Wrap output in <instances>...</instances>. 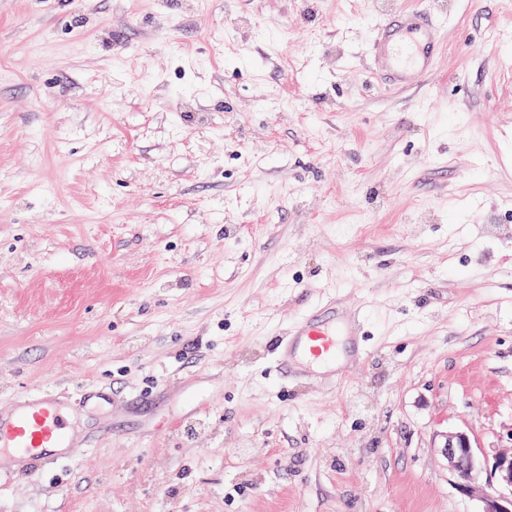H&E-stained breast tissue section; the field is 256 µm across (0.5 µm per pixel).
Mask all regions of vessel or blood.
<instances>
[{
  "label": "vessel or blood",
  "mask_w": 512,
  "mask_h": 512,
  "mask_svg": "<svg viewBox=\"0 0 512 512\" xmlns=\"http://www.w3.org/2000/svg\"><path fill=\"white\" fill-rule=\"evenodd\" d=\"M445 13L444 0H418L416 6L381 14L365 45L371 77L390 90L420 87L444 49ZM366 334L360 311L325 295L287 333L271 339L272 368L283 380L340 385L347 339ZM90 445L78 437L72 407L54 393L23 392L0 409V480L43 475L55 463L53 449H71L76 461Z\"/></svg>",
  "instance_id": "obj_1"
}]
</instances>
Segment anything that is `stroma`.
Listing matches in <instances>:
<instances>
[{"label": "stroma", "instance_id": "stroma-1", "mask_svg": "<svg viewBox=\"0 0 512 512\" xmlns=\"http://www.w3.org/2000/svg\"><path fill=\"white\" fill-rule=\"evenodd\" d=\"M377 0H0V406L116 414L0 512H479L440 446L512 448V0H462L414 91ZM370 352L269 376L325 293Z\"/></svg>", "mask_w": 512, "mask_h": 512}]
</instances>
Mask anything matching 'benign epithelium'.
Returning <instances> with one entry per match:
<instances>
[{
    "mask_svg": "<svg viewBox=\"0 0 512 512\" xmlns=\"http://www.w3.org/2000/svg\"><path fill=\"white\" fill-rule=\"evenodd\" d=\"M441 452L460 479V491L481 503L480 512H512V449L495 455L489 478L484 481L479 479L482 464L468 434L447 433Z\"/></svg>",
    "mask_w": 512,
    "mask_h": 512,
    "instance_id": "benign-epithelium-1",
    "label": "benign epithelium"
}]
</instances>
